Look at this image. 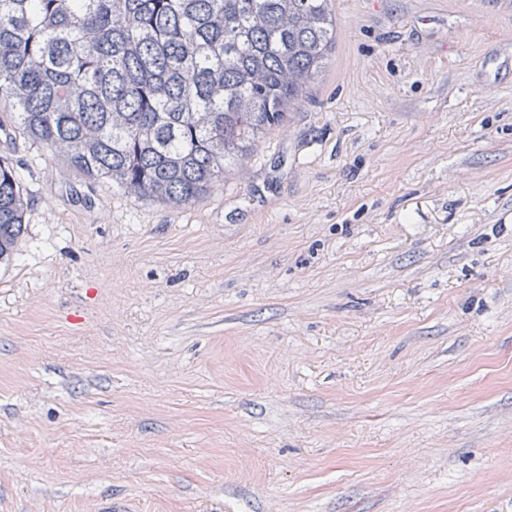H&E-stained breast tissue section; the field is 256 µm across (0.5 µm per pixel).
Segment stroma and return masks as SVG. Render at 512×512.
<instances>
[{
    "label": "stroma",
    "mask_w": 512,
    "mask_h": 512,
    "mask_svg": "<svg viewBox=\"0 0 512 512\" xmlns=\"http://www.w3.org/2000/svg\"><path fill=\"white\" fill-rule=\"evenodd\" d=\"M186 208L0 107V512H512V0H334ZM27 202L13 166L0 159V265L14 260L24 230Z\"/></svg>",
    "instance_id": "35a3bbf8"
}]
</instances>
